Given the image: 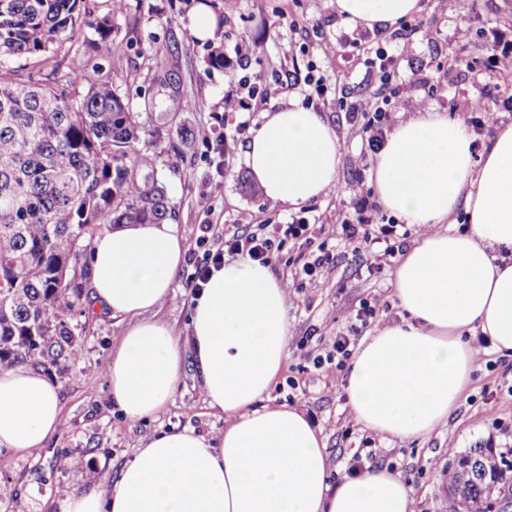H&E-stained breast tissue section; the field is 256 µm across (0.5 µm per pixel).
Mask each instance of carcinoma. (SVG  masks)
<instances>
[{
    "mask_svg": "<svg viewBox=\"0 0 512 512\" xmlns=\"http://www.w3.org/2000/svg\"><path fill=\"white\" fill-rule=\"evenodd\" d=\"M83 26L97 35L88 43L96 58L122 52L112 15L96 17L90 0H0V57H43ZM67 69L88 83L85 94L0 69V369L68 374L83 353L82 285L62 284L63 272L86 276L83 256L104 227L174 213L134 146L152 116L91 79L99 65L74 57ZM444 482V512H486L492 493L512 490V462L473 448L448 464Z\"/></svg>",
    "mask_w": 512,
    "mask_h": 512,
    "instance_id": "carcinoma-1",
    "label": "carcinoma"
}]
</instances>
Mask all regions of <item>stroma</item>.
I'll return each mask as SVG.
<instances>
[{"mask_svg": "<svg viewBox=\"0 0 512 512\" xmlns=\"http://www.w3.org/2000/svg\"><path fill=\"white\" fill-rule=\"evenodd\" d=\"M207 6L216 19L212 38L196 39L190 18ZM97 15H111L112 37L123 46L121 54L103 62L100 79L132 111L157 115L159 131L142 135L136 145L154 158V174L164 183L175 206L173 221L185 237V260L173 292L161 315L180 334H187L194 292L190 278L210 251L224 240L225 229L248 231L250 224H285L299 210L275 204L252 181L245 151L263 112L306 98L322 112L340 144L336 186L339 196L314 202L316 216L326 226L324 248L333 257L319 284H304L298 303L288 308V359L264 401L302 410L321 429L333 478L347 474L353 454L363 447L375 455L363 458L366 467L393 466L414 491L417 512H443L442 471L470 448L512 450V360L485 350L476 362L471 382L446 424L428 436L386 441L356 422L347 405V371L328 377L309 368L310 357L321 352L337 332L356 330L358 337L373 333L375 325L400 321L402 311L394 298L395 272L402 254L373 265L365 252L346 241L336 212L360 199L372 205L375 222L384 224L390 213L379 202L373 176L377 157L368 152L359 123L351 121L341 104L368 106L380 84L369 76L362 50L352 46L358 30L336 12L335 0H125L121 11L111 12L108 0H95ZM472 31L469 41L455 37L459 25ZM434 34L422 38L423 30ZM90 31L60 43L57 51L30 61L20 78L54 83L55 68L63 59L87 55ZM372 43L395 56L393 84L438 80L442 89L426 99L425 111L442 112L469 125L473 159H480L495 133L512 126V109L493 87L488 59L494 41L512 42V0H420L419 11L383 32L369 35ZM248 40L254 71L287 72L288 83H269L264 98L252 110L224 113V95L242 76L236 45ZM224 50V66L209 65L214 46ZM324 80L323 94L305 84L308 66ZM480 99L479 111L470 103ZM245 130H238V123ZM194 135L184 146L181 128ZM235 136L228 155H219V135ZM209 181L214 191L200 198L197 186ZM375 299V325L362 326L356 311L362 300ZM84 327V352L73 374L57 381L66 423L38 454L28 456L0 450V512H63L58 489L81 491L105 487L108 480L159 432L195 429L205 436L224 430L222 413L206 408L196 370L185 363L172 404L157 417L132 422L111 403L106 363L126 323L108 314L79 316ZM300 386L291 389L287 377ZM79 459L65 468L61 458Z\"/></svg>", "mask_w": 512, "mask_h": 512, "instance_id": "1", "label": "stroma"}]
</instances>
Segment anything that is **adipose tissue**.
<instances>
[{"label":"adipose tissue","mask_w":512,"mask_h":512,"mask_svg":"<svg viewBox=\"0 0 512 512\" xmlns=\"http://www.w3.org/2000/svg\"><path fill=\"white\" fill-rule=\"evenodd\" d=\"M418 9L419 0H336L339 15L370 30ZM470 144L462 122L420 113L395 128L376 163L381 204L426 230L395 273L401 322L361 341L347 378L355 420L384 439L422 438L447 421L471 380L470 335L512 359V127L495 134L481 164ZM339 160L335 130L298 98L264 112L246 150L264 196L293 207L327 195ZM184 256L183 236L168 221L94 238L91 299L128 321L106 366L109 393L129 420L156 416L189 356L224 430L154 436L107 489L69 492L64 512H415L400 473L332 479L324 439L305 414L263 403L288 358V299L269 268L240 259L213 271L194 299L186 340L159 319ZM64 420L42 371L0 370V447L33 453Z\"/></svg>","instance_id":"ef3b65f1"}]
</instances>
